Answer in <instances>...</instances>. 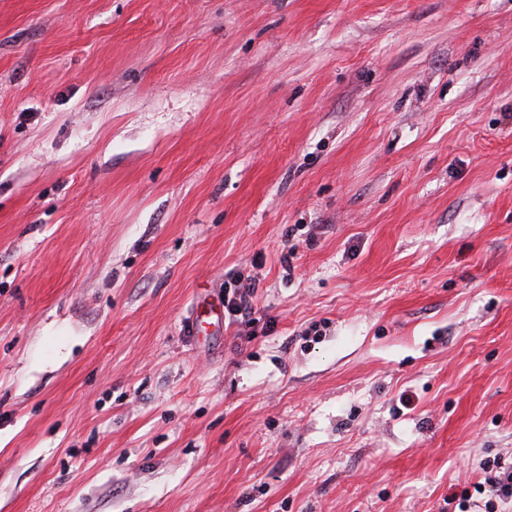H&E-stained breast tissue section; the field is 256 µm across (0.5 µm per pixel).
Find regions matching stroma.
I'll return each instance as SVG.
<instances>
[{
  "label": "stroma",
  "mask_w": 512,
  "mask_h": 512,
  "mask_svg": "<svg viewBox=\"0 0 512 512\" xmlns=\"http://www.w3.org/2000/svg\"><path fill=\"white\" fill-rule=\"evenodd\" d=\"M497 458L512 0H0V512H486ZM254 288L251 284L242 285L236 288L231 294L224 292V309L234 316H245L253 309L252 298Z\"/></svg>",
  "instance_id": "obj_1"
}]
</instances>
